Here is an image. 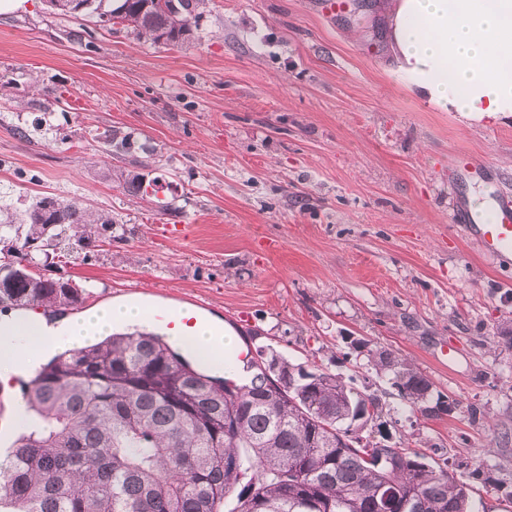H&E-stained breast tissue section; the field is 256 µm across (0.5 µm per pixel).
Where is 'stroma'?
<instances>
[{
    "mask_svg": "<svg viewBox=\"0 0 512 512\" xmlns=\"http://www.w3.org/2000/svg\"><path fill=\"white\" fill-rule=\"evenodd\" d=\"M384 2L205 0L173 47L28 0L0 16V206L49 194L124 223L60 268L87 307L203 300L239 350L346 376L356 342L407 355L453 407L415 417L387 379L359 377L382 432L483 464L488 512H512L495 487L512 490V264L483 257L448 195L462 155L512 192V116L468 122L397 81ZM112 127L154 148L144 173L177 215L101 178Z\"/></svg>",
    "mask_w": 512,
    "mask_h": 512,
    "instance_id": "35a3bbf8",
    "label": "stroma"
}]
</instances>
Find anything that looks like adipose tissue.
I'll return each mask as SVG.
<instances>
[{
    "label": "adipose tissue",
    "instance_id": "obj_1",
    "mask_svg": "<svg viewBox=\"0 0 512 512\" xmlns=\"http://www.w3.org/2000/svg\"><path fill=\"white\" fill-rule=\"evenodd\" d=\"M387 8L397 74L417 96L436 111L468 120L512 114V0H388ZM144 317L138 305L115 302L40 334L24 322L10 321L11 339L0 344V380L21 364L42 359L57 341L78 347ZM173 344L191 349L220 373L238 338L206 322L195 335L174 337Z\"/></svg>",
    "mask_w": 512,
    "mask_h": 512
}]
</instances>
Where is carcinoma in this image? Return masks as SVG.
<instances>
[{"label":"carcinoma","mask_w":512,"mask_h":512,"mask_svg":"<svg viewBox=\"0 0 512 512\" xmlns=\"http://www.w3.org/2000/svg\"><path fill=\"white\" fill-rule=\"evenodd\" d=\"M47 0L74 19L121 25L153 43L179 46L197 27L204 0ZM104 151L147 148L117 129L99 134ZM124 192L157 193L141 173H120ZM119 220L52 195L18 213L0 208V310L42 307L63 313L89 291L41 270L62 259L87 261ZM285 379L269 380L250 360L237 380L209 375L159 335L114 333L57 354L22 383L24 412L11 446L0 449V512H376L381 491L391 512H485L473 486L427 452L352 438L357 415L381 417L380 398L354 378L256 350ZM365 368L389 376L408 411L452 410L414 363L390 349L367 350Z\"/></svg>","instance_id":"cac0c4a2"}]
</instances>
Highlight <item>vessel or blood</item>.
<instances>
[{
	"instance_id": "1",
	"label": "vessel or blood",
	"mask_w": 512,
	"mask_h": 512,
	"mask_svg": "<svg viewBox=\"0 0 512 512\" xmlns=\"http://www.w3.org/2000/svg\"><path fill=\"white\" fill-rule=\"evenodd\" d=\"M496 180L492 169L463 162L457 164L451 183L456 186L469 181L493 183ZM452 218L463 226L485 256L505 262L512 260V195L494 194L481 211L462 194H455ZM153 318L173 336L190 335L199 321L198 312L193 308L174 312L161 310L154 312Z\"/></svg>"
}]
</instances>
